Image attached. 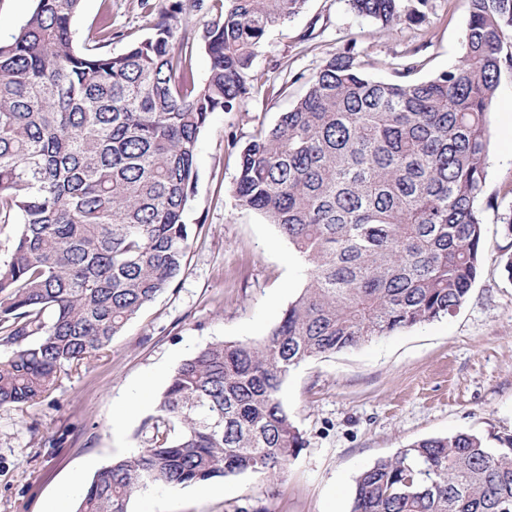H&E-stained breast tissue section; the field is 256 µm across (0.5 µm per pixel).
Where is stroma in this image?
I'll return each mask as SVG.
<instances>
[{"label": "stroma", "instance_id": "obj_1", "mask_svg": "<svg viewBox=\"0 0 512 512\" xmlns=\"http://www.w3.org/2000/svg\"><path fill=\"white\" fill-rule=\"evenodd\" d=\"M107 8L121 33L112 53L149 35L138 0H83L72 24L75 45ZM466 26L463 0H430L423 21L404 16L384 33L347 0H308L303 12L267 32L254 71L277 86L286 71L300 82L285 95L262 89L240 111L211 114L199 136L198 179L185 215L192 232L175 286L47 397L0 407V512H43L74 470L88 464L97 471L149 447L150 418L175 368L211 342L262 339L299 294L305 275L293 248L260 213L236 207L230 188L241 146L304 92V76L352 44L366 74L383 81L395 80L396 55L417 49L415 77L427 80L456 63ZM310 28L316 39L300 44ZM490 119L484 192L497 205L484 211L486 260L464 304L292 372L280 398L306 446L283 473L228 477L221 494L208 498L188 486H150L132 496L129 512H240L249 505L350 512L357 475L413 441L466 431L494 448L512 434V279L497 261L508 245L501 218L512 209V78L502 80ZM148 379V401L117 417Z\"/></svg>", "mask_w": 512, "mask_h": 512}]
</instances>
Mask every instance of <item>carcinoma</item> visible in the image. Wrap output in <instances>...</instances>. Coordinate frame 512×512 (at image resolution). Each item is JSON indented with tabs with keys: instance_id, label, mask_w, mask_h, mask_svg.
Wrapping results in <instances>:
<instances>
[{
	"instance_id": "1",
	"label": "carcinoma",
	"mask_w": 512,
	"mask_h": 512,
	"mask_svg": "<svg viewBox=\"0 0 512 512\" xmlns=\"http://www.w3.org/2000/svg\"><path fill=\"white\" fill-rule=\"evenodd\" d=\"M82 0H36L0 41V407L51 392L97 357L184 267L198 138L213 112L261 89L265 34L307 0H194L214 15L174 43L178 2L139 0L153 33L125 52L101 18L82 49ZM388 31L403 0H348ZM457 62L425 80L418 49L396 82L362 70L351 44L242 148L236 206L261 213L297 253L306 283L258 342L215 341L183 360L156 405L151 445L101 469L75 512H129L152 484L275 475L306 441L279 393L317 357L458 308L483 263L490 114L512 74V0H464ZM210 58L193 78V51ZM414 441L355 480L350 512H512V435Z\"/></svg>"
}]
</instances>
